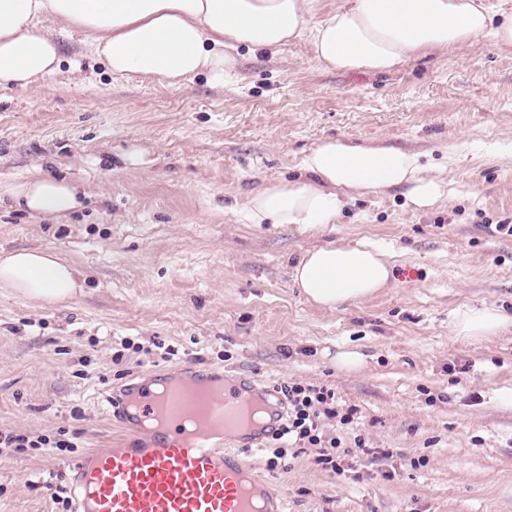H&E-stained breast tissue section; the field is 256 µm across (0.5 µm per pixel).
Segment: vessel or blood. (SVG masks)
Returning a JSON list of instances; mask_svg holds the SVG:
<instances>
[{"label": "vessel or blood", "mask_w": 512, "mask_h": 512, "mask_svg": "<svg viewBox=\"0 0 512 512\" xmlns=\"http://www.w3.org/2000/svg\"><path fill=\"white\" fill-rule=\"evenodd\" d=\"M115 400L126 434L111 448L87 452L72 486L74 512H282L283 502L239 453L281 428L267 388L240 378L228 390L183 368L165 397L132 386ZM235 437L239 449L225 447Z\"/></svg>", "instance_id": "b4317fda"}]
</instances>
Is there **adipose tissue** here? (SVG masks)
I'll return each instance as SVG.
<instances>
[{"label":"adipose tissue","instance_id":"ef3b65f1","mask_svg":"<svg viewBox=\"0 0 512 512\" xmlns=\"http://www.w3.org/2000/svg\"><path fill=\"white\" fill-rule=\"evenodd\" d=\"M315 0H0V91L28 90L61 67L58 39L36 22L51 16L62 31L84 33L88 51L113 74L178 81L205 73L233 77L240 49H274L308 35L316 61L332 70L383 73L411 59L485 37L512 47V14L487 0H340L312 22ZM304 178L267 183L243 208L250 224H296L314 231L333 223L352 200L407 187L415 209L447 190L426 176L417 153L382 143L326 139L302 160ZM30 217L67 218L82 206L78 182L42 173L5 189ZM393 266L377 246L325 245L303 254L293 279L304 298L328 309L388 287ZM85 275L47 250L0 255V288L35 302L61 304L81 293ZM455 336H497L512 322L492 307L464 306L452 317Z\"/></svg>","mask_w":512,"mask_h":512}]
</instances>
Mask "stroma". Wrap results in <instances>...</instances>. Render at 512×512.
<instances>
[{"instance_id":"obj_1","label":"stroma","mask_w":512,"mask_h":512,"mask_svg":"<svg viewBox=\"0 0 512 512\" xmlns=\"http://www.w3.org/2000/svg\"><path fill=\"white\" fill-rule=\"evenodd\" d=\"M59 74L0 101V184L41 171L83 182L63 221L30 219L0 198V251L46 248L85 274L64 306L0 292V433L67 441L0 447V512H73L83 453L113 444L105 392L124 395L191 366L274 390L324 386L360 416L321 418L349 479L320 451L290 443L246 457L284 512H512V330L453 336L460 306L512 317V49L479 38L387 73L320 66L307 38L241 50L237 76L171 85L112 75L80 32L59 39ZM380 141L420 153L451 197L427 210L405 188L355 199L317 231L249 224L237 204L257 187L302 177L321 140ZM141 150L145 162L123 155ZM370 242L394 264L376 296L330 310L292 280L308 250ZM175 356L164 357V347ZM366 354L348 373L337 353Z\"/></svg>"}]
</instances>
